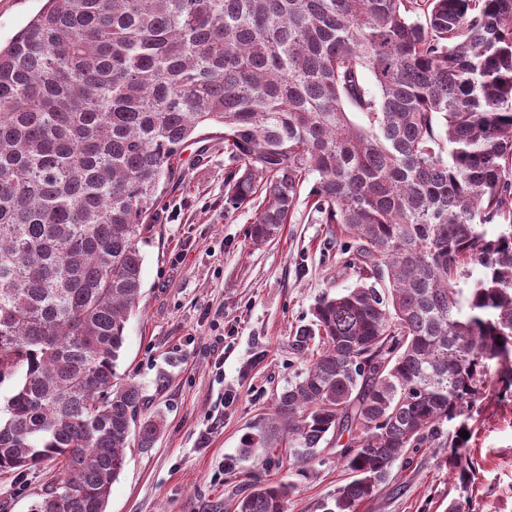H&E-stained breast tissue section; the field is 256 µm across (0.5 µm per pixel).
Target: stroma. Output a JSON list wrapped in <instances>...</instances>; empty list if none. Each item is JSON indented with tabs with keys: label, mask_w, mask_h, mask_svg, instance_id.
<instances>
[{
	"label": "stroma",
	"mask_w": 512,
	"mask_h": 512,
	"mask_svg": "<svg viewBox=\"0 0 512 512\" xmlns=\"http://www.w3.org/2000/svg\"><path fill=\"white\" fill-rule=\"evenodd\" d=\"M229 160L221 134L187 145L144 232L139 306L126 324L121 377L142 394L140 419L161 415L153 447L130 445L107 512H232L257 480L296 481L288 512H324L348 475L335 451L310 478L286 449L239 454L243 435L307 368L297 344L319 298L353 287L336 263L339 232L299 207L274 241L251 244L252 205L224 209ZM474 477L460 485L430 453L411 460L359 512H512V398H488L472 419ZM57 467L0 473V512H32Z\"/></svg>",
	"instance_id": "stroma-1"
}]
</instances>
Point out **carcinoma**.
Listing matches in <instances>:
<instances>
[{"instance_id":"1","label":"carcinoma","mask_w":512,"mask_h":512,"mask_svg":"<svg viewBox=\"0 0 512 512\" xmlns=\"http://www.w3.org/2000/svg\"><path fill=\"white\" fill-rule=\"evenodd\" d=\"M213 128L224 211L260 201L252 244L313 178L357 277L316 303L307 370L240 454L286 448L305 477L348 434L328 512L429 450L471 482L460 432L512 390V229H485L512 222V0H45L0 44V381L23 372L0 472L56 461L35 512H107L142 401L117 375L139 242ZM295 489L256 482L235 512H287Z\"/></svg>"}]
</instances>
